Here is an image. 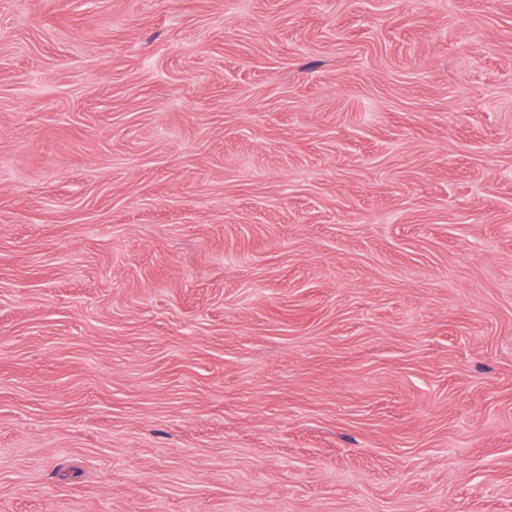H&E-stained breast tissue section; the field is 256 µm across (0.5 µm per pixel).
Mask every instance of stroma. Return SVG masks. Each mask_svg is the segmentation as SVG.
<instances>
[{"label":"stroma","instance_id":"stroma-1","mask_svg":"<svg viewBox=\"0 0 512 512\" xmlns=\"http://www.w3.org/2000/svg\"><path fill=\"white\" fill-rule=\"evenodd\" d=\"M0 512H512V0H0Z\"/></svg>","mask_w":512,"mask_h":512}]
</instances>
